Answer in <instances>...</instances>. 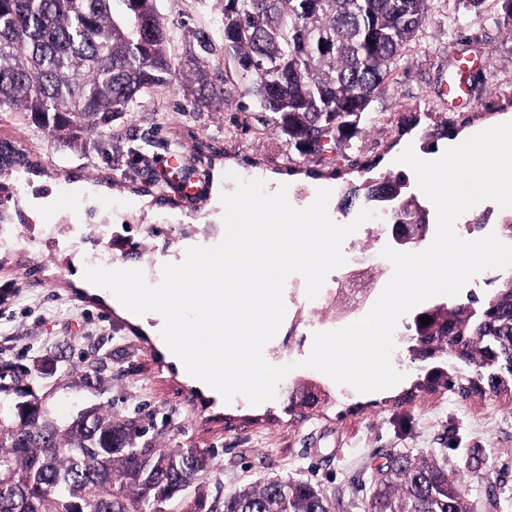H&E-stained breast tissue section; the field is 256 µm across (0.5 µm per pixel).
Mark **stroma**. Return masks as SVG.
Listing matches in <instances>:
<instances>
[{"mask_svg": "<svg viewBox=\"0 0 512 512\" xmlns=\"http://www.w3.org/2000/svg\"><path fill=\"white\" fill-rule=\"evenodd\" d=\"M156 7L184 65L193 62L196 33L216 42L222 37L216 0H156ZM499 11L496 0L479 10L466 8L464 0H437L394 81L373 103V122L325 158L299 156L285 134L261 123L257 104L238 94L225 97L222 111L193 110V84L143 96L75 142L48 136L18 113L0 112V140L17 141L42 168L14 182L9 212H21L22 231L36 236L46 235L60 216L69 219L43 252L0 253V405H14L21 393L41 392L50 383L57 390L48 404L58 417L97 408L114 421H136V445L209 450L215 471L206 489L213 496L272 478L308 480L335 497L336 512H361L378 467L402 454L447 462L464 481L471 512H512V394L465 400L423 390L397 402L401 390L423 376L407 352L404 326L396 328L392 355L405 374L399 386L361 394L336 384L297 365L314 333L337 323L319 319L304 279L291 276L284 289L287 313L264 357L293 364L286 383L310 378L329 397L295 412L283 391L257 406L241 397L228 404L168 356L158 315L125 313L83 278L84 252L96 242L110 246L113 267L136 266L153 284L162 265L181 261L188 247L219 243L220 195L234 188L224 177L228 171L262 179L270 192L287 186L298 208L313 201L317 188H331V218L352 221L355 210L340 209L347 188L403 172L396 158L406 146L426 159L448 145L443 139L428 148L425 136L437 127L451 123L463 133L512 117V36L494 23ZM463 64L472 100L452 105L440 90L457 80ZM200 142L220 153L212 168L193 162ZM89 205L129 217L104 224L91 242L78 218ZM363 237L358 231L345 240L346 262L321 290L333 309L342 306L339 280L355 269L368 275L369 259L389 243L383 236L366 247ZM91 364L101 365L99 377L87 375Z\"/></svg>", "mask_w": 512, "mask_h": 512, "instance_id": "stroma-1", "label": "stroma"}]
</instances>
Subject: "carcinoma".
I'll return each mask as SVG.
<instances>
[{"instance_id":"cac0c4a2","label":"carcinoma","mask_w":512,"mask_h":512,"mask_svg":"<svg viewBox=\"0 0 512 512\" xmlns=\"http://www.w3.org/2000/svg\"><path fill=\"white\" fill-rule=\"evenodd\" d=\"M156 0H0V112H21L51 136L75 140L98 116L122 113L145 92L178 79L176 56ZM223 51L238 60L224 72L217 47L202 35L195 105L217 109L224 95L252 98L265 121L301 156L351 142L403 51L425 25L431 0H220ZM34 165L0 142V181ZM380 183L389 202L352 188L344 209L373 204L394 224L407 189L398 174ZM448 329L427 336L440 356L422 388L462 398L512 393V275L491 294L456 302ZM413 313L408 350L419 345ZM129 421L89 410L63 420L45 406L12 417L0 412V512H336L318 486L268 480L205 494L214 472L207 450L162 448L141 458ZM363 512H469L462 480L444 463L398 456L378 469Z\"/></svg>"}]
</instances>
